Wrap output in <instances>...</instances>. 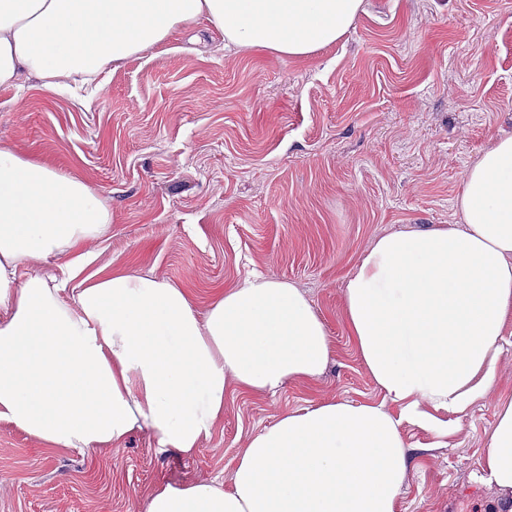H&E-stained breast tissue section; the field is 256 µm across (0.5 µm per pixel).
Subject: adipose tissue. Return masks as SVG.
<instances>
[{
    "label": "adipose tissue",
    "mask_w": 512,
    "mask_h": 512,
    "mask_svg": "<svg viewBox=\"0 0 512 512\" xmlns=\"http://www.w3.org/2000/svg\"><path fill=\"white\" fill-rule=\"evenodd\" d=\"M362 0H0V85L56 90L204 20L235 46L306 56L338 41ZM460 221L377 237L343 288L346 325L383 394L281 413L240 453L230 484L157 488L145 512H397L403 425L447 436L483 399L512 322V136L464 176ZM112 215L79 180L0 144V421L48 449L86 451L131 433L193 456L238 389L275 396L332 357L323 319L294 284L255 274L198 311L152 272L78 277L80 244ZM72 254L64 280L39 267ZM478 481L512 496V401L500 406Z\"/></svg>",
    "instance_id": "obj_1"
}]
</instances>
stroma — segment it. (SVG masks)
<instances>
[{"instance_id":"obj_1","label":"stroma","mask_w":512,"mask_h":512,"mask_svg":"<svg viewBox=\"0 0 512 512\" xmlns=\"http://www.w3.org/2000/svg\"><path fill=\"white\" fill-rule=\"evenodd\" d=\"M90 101L37 80L0 87V141L80 179L112 213L92 269L152 271L198 310L259 273L295 284L333 345L322 375L272 398L230 391L191 458L148 434L44 452L0 423V512H144L157 487L230 479L249 439L319 401L377 402L344 319L343 286L378 236L455 224L468 168L512 135V0H364L338 42L288 58L196 23L105 70ZM487 396L449 445L412 446L399 512H491L476 479L512 400V325Z\"/></svg>"}]
</instances>
